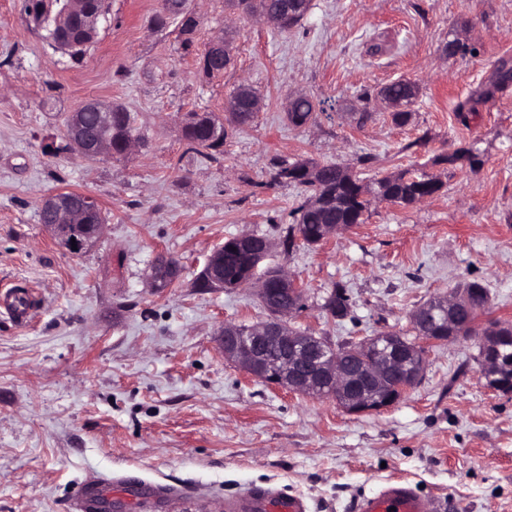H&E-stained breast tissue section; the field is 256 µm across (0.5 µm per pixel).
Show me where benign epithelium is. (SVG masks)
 <instances>
[{"mask_svg":"<svg viewBox=\"0 0 512 512\" xmlns=\"http://www.w3.org/2000/svg\"><path fill=\"white\" fill-rule=\"evenodd\" d=\"M85 0H63L54 15L56 50L70 52L75 41L70 38L72 20L81 18V30L94 35L100 22V13H88ZM244 8L253 15L266 19L274 27L280 20L270 13L266 0H246ZM98 124L105 131L112 130V112L116 106L94 101ZM70 148L81 158L93 159L112 153V139L102 137L93 148H87L82 134L70 121L65 129ZM99 208L98 201L82 192L58 191L47 196L41 209L49 214L45 228L66 251L80 253L91 246L103 231L104 225L83 232L86 213ZM224 247H218L209 257L207 266L210 282H220ZM182 267L173 257L165 256L153 263L150 285L156 291L173 286L180 278ZM261 300L269 319L241 332L235 325H224L219 343L224 359L237 365L246 374L267 384L285 388L312 398H333L349 414L378 412L395 404L421 379L425 366L424 348L395 333L377 336L337 349L317 336H290L284 327L286 319L299 311L301 304L283 305V297L303 296V287L295 279L277 272L263 275L259 284ZM473 305L472 293L466 289L436 296L417 308L411 323L419 337L429 343L445 344L463 337L466 326L460 324L462 315ZM512 342L500 330L482 334L480 343V373L491 382L493 390L502 387L501 349Z\"/></svg>","mask_w":512,"mask_h":512,"instance_id":"7a95c632","label":"benign epithelium"}]
</instances>
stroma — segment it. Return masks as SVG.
Instances as JSON below:
<instances>
[{"label":"stroma","instance_id":"stroma-1","mask_svg":"<svg viewBox=\"0 0 512 512\" xmlns=\"http://www.w3.org/2000/svg\"><path fill=\"white\" fill-rule=\"evenodd\" d=\"M187 7L199 20L188 51L177 24L153 29L159 0H110L75 63L22 0H0V293L23 286L37 302L23 324L0 312V512H75L94 476L122 499L141 489V512H229L261 489L299 495L308 512H354L394 479L436 512H512V394L481 378L478 338L429 347L420 384L352 415L226 361L220 329L268 312L256 286H196L225 239L250 233L274 244L265 266L304 288L291 327L332 345L413 336L414 310L472 280L489 294L479 322L512 324V87L478 100L512 67V0H312L285 33L224 0ZM229 27L232 64L204 75L201 52ZM456 38L476 54L447 56ZM398 80L420 87L403 124L377 96ZM242 83L261 110L213 157L188 151L183 115L223 116ZM291 94L314 100V122L289 123ZM470 97L463 123L455 107ZM90 100L135 112L143 147L121 160L59 152L70 113ZM462 149L477 166L445 163ZM308 159L367 182L425 172L444 187L412 206L373 202L362 223L287 254L280 241L307 193L271 173ZM62 189L95 196L105 217L78 254L39 219ZM162 252L182 275L158 292L148 274ZM337 284L352 302L342 320L323 310Z\"/></svg>","mask_w":512,"mask_h":512}]
</instances>
